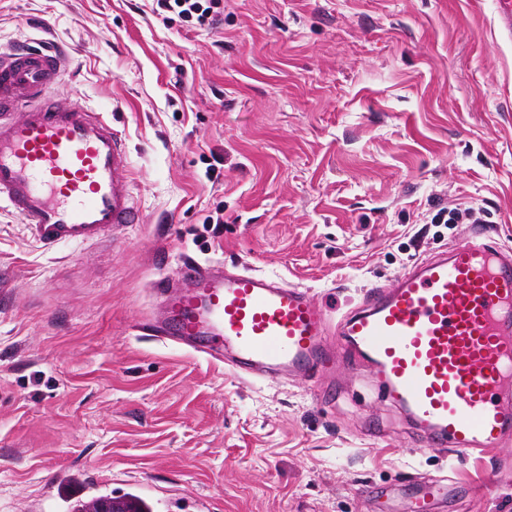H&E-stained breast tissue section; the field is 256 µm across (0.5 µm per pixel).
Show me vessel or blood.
<instances>
[{
  "mask_svg": "<svg viewBox=\"0 0 512 512\" xmlns=\"http://www.w3.org/2000/svg\"><path fill=\"white\" fill-rule=\"evenodd\" d=\"M68 63L42 45L0 49V203L46 245L141 221L111 121L54 95ZM158 293L160 337L237 374L309 377L341 358L368 367L374 388L451 459L512 434V256L482 234L370 289L335 322L302 288L246 269L189 261ZM447 494L442 480L422 482L414 512Z\"/></svg>",
  "mask_w": 512,
  "mask_h": 512,
  "instance_id": "vessel-or-blood-1",
  "label": "vessel or blood"
}]
</instances>
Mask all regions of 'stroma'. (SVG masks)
Listing matches in <instances>:
<instances>
[{
    "label": "stroma",
    "mask_w": 512,
    "mask_h": 512,
    "mask_svg": "<svg viewBox=\"0 0 512 512\" xmlns=\"http://www.w3.org/2000/svg\"><path fill=\"white\" fill-rule=\"evenodd\" d=\"M495 4L224 0L202 31L156 0H0V45L72 49L55 97L111 118L142 215L46 248L0 205V512H406L422 476L448 479L432 512H512V440L452 464L350 367L240 377L137 329L188 261L338 316L473 232L512 250ZM454 207L475 222L433 223Z\"/></svg>",
    "instance_id": "1"
}]
</instances>
